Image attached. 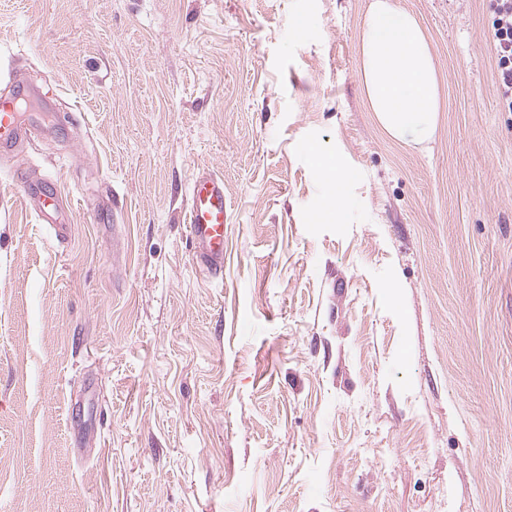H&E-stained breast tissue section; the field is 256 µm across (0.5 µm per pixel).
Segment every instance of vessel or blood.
Masks as SVG:
<instances>
[{
    "label": "vessel or blood",
    "mask_w": 512,
    "mask_h": 512,
    "mask_svg": "<svg viewBox=\"0 0 512 512\" xmlns=\"http://www.w3.org/2000/svg\"><path fill=\"white\" fill-rule=\"evenodd\" d=\"M38 131L36 123L21 124L13 102L0 99V149L10 150ZM185 222L199 269L216 278L224 271V179L209 170L199 171L189 188Z\"/></svg>",
    "instance_id": "b4317fda"
}]
</instances>
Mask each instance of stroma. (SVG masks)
I'll return each mask as SVG.
<instances>
[{
	"label": "stroma",
	"instance_id": "1",
	"mask_svg": "<svg viewBox=\"0 0 512 512\" xmlns=\"http://www.w3.org/2000/svg\"><path fill=\"white\" fill-rule=\"evenodd\" d=\"M393 2L440 81L421 141L367 104L370 0H0V97L42 124L0 154V512H512L492 0ZM307 141L357 173L340 222ZM185 222L199 269L217 278L224 272V178L199 171L189 188Z\"/></svg>",
	"mask_w": 512,
	"mask_h": 512
}]
</instances>
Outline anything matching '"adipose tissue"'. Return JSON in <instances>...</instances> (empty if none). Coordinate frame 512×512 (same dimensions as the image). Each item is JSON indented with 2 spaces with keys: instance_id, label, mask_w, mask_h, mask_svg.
<instances>
[{
  "instance_id": "1",
  "label": "adipose tissue",
  "mask_w": 512,
  "mask_h": 512,
  "mask_svg": "<svg viewBox=\"0 0 512 512\" xmlns=\"http://www.w3.org/2000/svg\"><path fill=\"white\" fill-rule=\"evenodd\" d=\"M361 57L360 80L380 125L396 138L430 136L439 111L440 85L418 19L392 0H371Z\"/></svg>"
}]
</instances>
